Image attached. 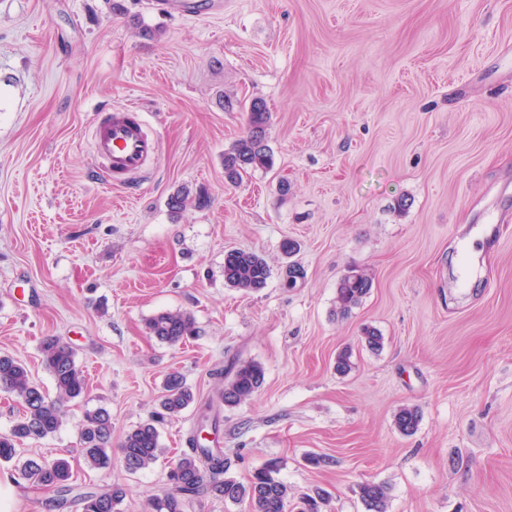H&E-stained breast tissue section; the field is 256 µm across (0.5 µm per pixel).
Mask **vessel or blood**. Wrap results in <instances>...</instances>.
Segmentation results:
<instances>
[{"instance_id": "vessel-or-blood-1", "label": "vessel or blood", "mask_w": 512, "mask_h": 512, "mask_svg": "<svg viewBox=\"0 0 512 512\" xmlns=\"http://www.w3.org/2000/svg\"><path fill=\"white\" fill-rule=\"evenodd\" d=\"M163 11L186 18L198 17L202 11H218L222 0H160ZM159 136L136 107L112 108L94 122L92 157L98 172L112 184L128 183L144 175L155 159Z\"/></svg>"}]
</instances>
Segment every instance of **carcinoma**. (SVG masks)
Wrapping results in <instances>:
<instances>
[{
    "instance_id": "cac0c4a2",
    "label": "carcinoma",
    "mask_w": 512,
    "mask_h": 512,
    "mask_svg": "<svg viewBox=\"0 0 512 512\" xmlns=\"http://www.w3.org/2000/svg\"><path fill=\"white\" fill-rule=\"evenodd\" d=\"M248 132L224 153V177L232 185L242 181L243 173L254 168H269L273 155L267 144L270 113L261 98H254L248 107ZM271 269L259 253L229 250L224 254V282L246 292H258L267 286ZM372 288V280L351 268L341 276L336 287L338 313L347 316L361 305ZM150 336L161 343L177 345L196 336L193 316L184 311H164L146 322ZM42 363L51 375L57 396L48 393L33 378L27 366L10 355H0V390L23 402L22 413L10 431L0 435V460L15 462V482L29 490L56 488L71 491L68 481L71 465L65 458L46 461L38 456L21 457L18 445L39 442L62 426V404L82 397L87 391L86 378L77 364L72 346L57 336H46L41 343ZM265 372L253 361L232 364L218 392L219 402L228 408L250 401L263 387ZM195 400L192 389L178 372L169 373L163 383L159 401V419L179 415ZM419 411L405 406L399 409L395 423L405 435L414 434L419 425ZM158 419H150L132 428L121 443L122 462L131 473L153 465L162 453ZM80 437L83 458L90 467L103 469L112 463V415L99 407L89 410L83 418ZM192 448L174 461L168 475L171 490L149 502L150 512H183L186 500L205 489L226 503L248 502L256 512H323L329 493L315 487L297 497L281 478L280 463L272 459L242 482L232 476L234 460L221 448L202 444L190 438ZM359 499L364 512H388L391 487L385 482L359 485ZM124 490L114 486L105 491H88L78 495L83 512H118Z\"/></svg>"
}]
</instances>
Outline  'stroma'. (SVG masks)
I'll return each instance as SVG.
<instances>
[{"label":"stroma","mask_w":512,"mask_h":512,"mask_svg":"<svg viewBox=\"0 0 512 512\" xmlns=\"http://www.w3.org/2000/svg\"><path fill=\"white\" fill-rule=\"evenodd\" d=\"M155 2L0 0V354L50 393L40 342L60 337L88 386L26 454L67 457L73 486H122L120 512H149L224 369L254 360L264 385L217 435L237 479L276 458L295 492L330 491V512H364L366 481L390 485L388 512H512V0H224L196 19ZM256 97L274 164L231 186L224 152ZM131 101L160 133L140 189L104 184L90 152L97 113ZM181 190L208 206L171 211ZM230 249L265 257L266 288L225 285ZM352 267L373 283L344 317ZM168 310L197 336H149ZM172 371L196 401L128 472L119 446ZM404 406L420 413L410 436ZM97 407L106 469L81 456ZM150 336L161 343L177 345L196 336L193 316L184 311H164L150 317L146 322ZM80 437L83 458L90 467L103 469L112 463V415L103 407L88 410L83 418Z\"/></svg>","instance_id":"stroma-1"}]
</instances>
